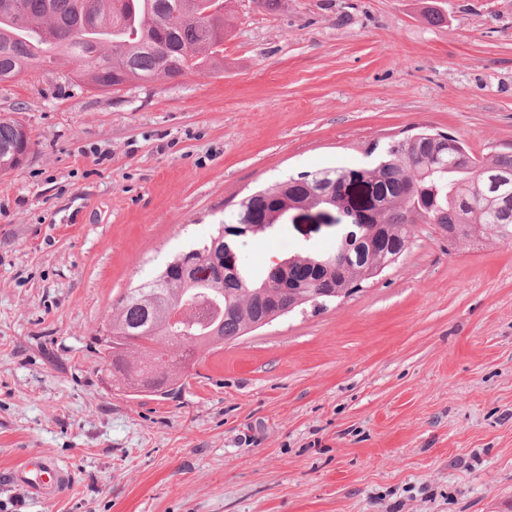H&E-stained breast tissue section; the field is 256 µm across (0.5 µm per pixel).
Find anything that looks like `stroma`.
Returning <instances> with one entry per match:
<instances>
[{"instance_id": "stroma-1", "label": "stroma", "mask_w": 512, "mask_h": 512, "mask_svg": "<svg viewBox=\"0 0 512 512\" xmlns=\"http://www.w3.org/2000/svg\"><path fill=\"white\" fill-rule=\"evenodd\" d=\"M224 69L0 83L32 148L0 174V472L68 468L0 512H512V245L417 225L324 308L206 354L177 398L130 399L89 347L121 294L238 219L255 190L360 169L423 129L512 151V0H233ZM341 225L239 238L253 271ZM7 476L10 481L19 482L34 494L44 497L58 496L68 488L71 481L70 472L47 457L23 462Z\"/></svg>"}]
</instances>
